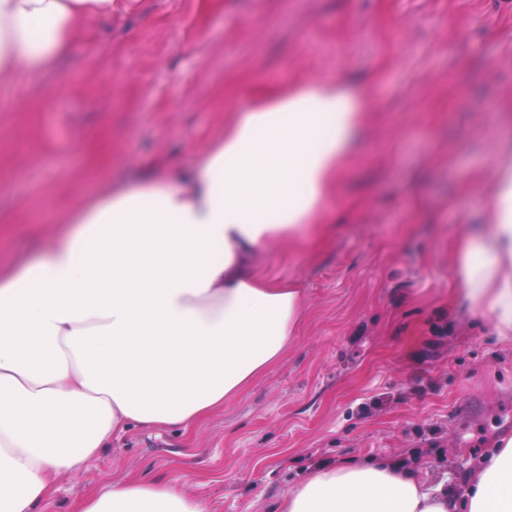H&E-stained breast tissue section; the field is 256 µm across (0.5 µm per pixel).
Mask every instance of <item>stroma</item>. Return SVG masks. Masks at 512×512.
Instances as JSON below:
<instances>
[{"mask_svg":"<svg viewBox=\"0 0 512 512\" xmlns=\"http://www.w3.org/2000/svg\"><path fill=\"white\" fill-rule=\"evenodd\" d=\"M360 93L365 129L304 239L271 245L304 320L285 358L190 431L132 429L35 512L159 478L209 512H275L319 462L391 457L455 488L512 435V340L457 295L512 143V0H119L54 71L0 85V267L84 195L186 167L299 80Z\"/></svg>","mask_w":512,"mask_h":512,"instance_id":"obj_1","label":"stroma"}]
</instances>
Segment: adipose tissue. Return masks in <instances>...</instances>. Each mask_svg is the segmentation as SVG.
<instances>
[{
	"instance_id": "1",
	"label": "adipose tissue",
	"mask_w": 512,
	"mask_h": 512,
	"mask_svg": "<svg viewBox=\"0 0 512 512\" xmlns=\"http://www.w3.org/2000/svg\"><path fill=\"white\" fill-rule=\"evenodd\" d=\"M114 0H0V85L53 70ZM364 125L330 81L237 110L191 166L107 186L61 213L44 250L0 269V512H34L55 482L133 427L189 430L283 360L301 291L256 271L307 234ZM482 231L453 275L512 337V149L493 159ZM77 512H207L168 483L123 479ZM279 512H512V437L460 491L389 458L320 463Z\"/></svg>"
}]
</instances>
